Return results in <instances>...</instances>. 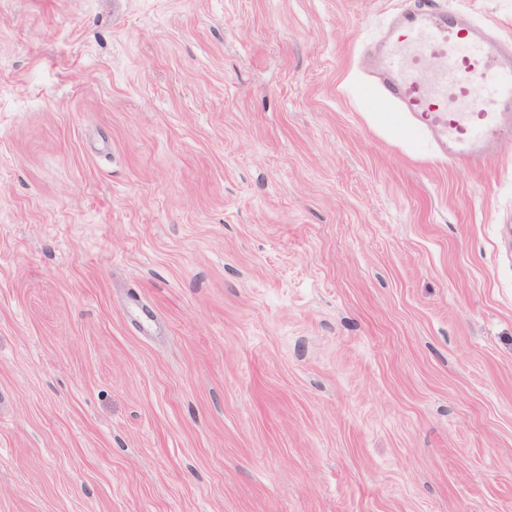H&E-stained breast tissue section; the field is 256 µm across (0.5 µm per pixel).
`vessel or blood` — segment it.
<instances>
[{"label":"vessel or blood","mask_w":512,"mask_h":512,"mask_svg":"<svg viewBox=\"0 0 512 512\" xmlns=\"http://www.w3.org/2000/svg\"><path fill=\"white\" fill-rule=\"evenodd\" d=\"M369 99L391 103L398 122L428 134L444 158L480 165L512 137V49L464 25L434 0H411L365 79Z\"/></svg>","instance_id":"obj_1"}]
</instances>
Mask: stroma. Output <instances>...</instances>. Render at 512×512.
Segmentation results:
<instances>
[{
  "label": "stroma",
  "mask_w": 512,
  "mask_h": 512,
  "mask_svg": "<svg viewBox=\"0 0 512 512\" xmlns=\"http://www.w3.org/2000/svg\"><path fill=\"white\" fill-rule=\"evenodd\" d=\"M400 3L0 0V512H512V142L364 104Z\"/></svg>",
  "instance_id": "1"
}]
</instances>
